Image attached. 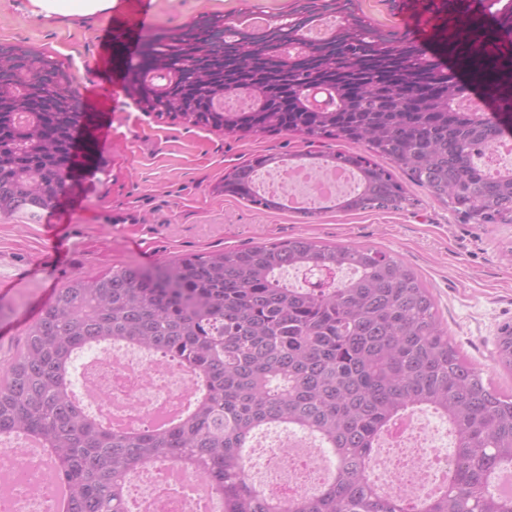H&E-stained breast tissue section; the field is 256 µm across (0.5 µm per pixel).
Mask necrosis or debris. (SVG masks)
Listing matches in <instances>:
<instances>
[{
  "mask_svg": "<svg viewBox=\"0 0 512 512\" xmlns=\"http://www.w3.org/2000/svg\"><path fill=\"white\" fill-rule=\"evenodd\" d=\"M357 188L350 171H322L314 167L296 171L276 167L269 171L265 191L288 194L302 205L327 203ZM94 386L90 403L96 414L118 415L147 427L163 410L190 395L188 373L159 364L156 355L113 344L110 354L91 362ZM251 478L262 493L284 504L311 496L333 476L335 467L321 461L315 439L277 432L274 443L256 437L245 459ZM451 457L444 436L429 420L401 415L381 439L367 470L370 482L385 492L402 493L407 512H419L448 477ZM0 473L11 489L0 497V512H50L55 480L50 457L35 450L28 436L0 437ZM195 475L169 463H149L126 484L130 512H224V499L200 501L184 496L180 488L195 483Z\"/></svg>",
  "mask_w": 512,
  "mask_h": 512,
  "instance_id": "necrosis-or-debris-1",
  "label": "necrosis or debris"
}]
</instances>
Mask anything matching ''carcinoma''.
I'll list each match as a JSON object with an SVG mask.
<instances>
[{
    "instance_id": "obj_1",
    "label": "carcinoma",
    "mask_w": 512,
    "mask_h": 512,
    "mask_svg": "<svg viewBox=\"0 0 512 512\" xmlns=\"http://www.w3.org/2000/svg\"><path fill=\"white\" fill-rule=\"evenodd\" d=\"M347 2L259 28L226 22L224 45L214 49L198 30L220 15L203 16L151 40L142 78L124 77L126 91L147 112L204 128L350 145L298 155L310 166L358 171L359 192L334 201L336 210L399 208L406 200L400 171L468 222L512 224V172L490 177L472 159L512 129V55L501 52L512 42V9L481 21L467 6L448 4L445 60L407 35L382 31ZM328 15L335 24L327 37L284 56L285 45ZM161 57L195 76L164 99L148 79ZM0 67V101L17 107L0 112V215L36 223L78 184L65 177L76 152L95 172L103 160L68 64L14 45ZM316 82L331 87L334 111H301L302 86ZM226 83L251 96L250 111L224 110ZM472 87L498 106L495 115L453 108ZM277 163L256 155L225 175L220 191L280 209L254 190V174ZM302 267L353 276L312 289L279 277ZM114 341L159 350L191 373L196 397L183 417L116 431L84 411L72 388L73 361ZM496 352L512 370V322L499 326ZM414 408L445 418L456 439L448 483L421 512H512V497L490 491L497 472L512 469V395L460 357L411 267L371 246L305 237L75 276L0 370V435L33 436L58 462L69 512H125L127 477L157 461L202 476L224 497V512H406L401 495L377 489L366 471L381 435ZM270 426L312 435L336 458L332 479L287 509L256 489L244 464V449Z\"/></svg>"
}]
</instances>
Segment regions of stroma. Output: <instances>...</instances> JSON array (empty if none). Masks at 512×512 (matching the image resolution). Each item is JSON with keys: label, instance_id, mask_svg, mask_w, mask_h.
Here are the masks:
<instances>
[{"label": "stroma", "instance_id": "1", "mask_svg": "<svg viewBox=\"0 0 512 512\" xmlns=\"http://www.w3.org/2000/svg\"><path fill=\"white\" fill-rule=\"evenodd\" d=\"M299 0H150L148 36L192 25L199 17L240 18L295 12ZM353 9L378 28L425 43L443 16L446 0H351ZM124 8L73 25L32 16L29 0H0V46L23 44L68 63L80 100L103 67L102 30ZM103 102L110 134L99 149L104 171L82 176L80 209L69 210L66 262L47 263L41 224L0 216V366L20 349L28 327L57 288L72 277H98L112 268L150 267L189 254H206L260 242L307 237L327 245H366L405 261L433 295L452 342L501 393L512 394V371L496 360L499 324L512 321V224H472L428 192L407 184L400 209L321 212L310 218L290 208L258 210L218 193L225 173L258 154L283 158L305 152L299 136L285 132L242 136L202 129L146 112L126 93L120 72Z\"/></svg>", "mask_w": 512, "mask_h": 512}]
</instances>
